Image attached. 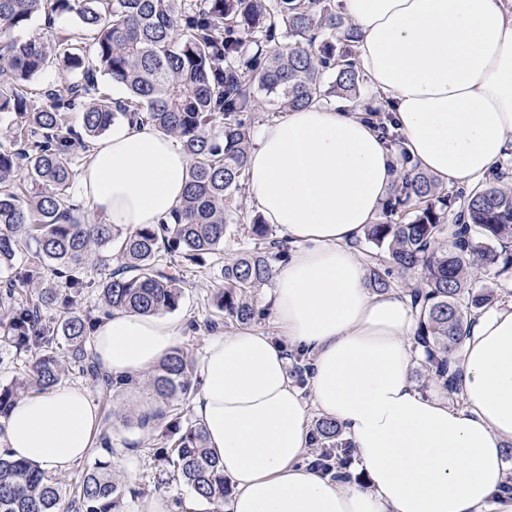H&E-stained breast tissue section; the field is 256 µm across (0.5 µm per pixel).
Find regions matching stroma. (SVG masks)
Returning a JSON list of instances; mask_svg holds the SVG:
<instances>
[{
	"label": "stroma",
	"mask_w": 512,
	"mask_h": 512,
	"mask_svg": "<svg viewBox=\"0 0 512 512\" xmlns=\"http://www.w3.org/2000/svg\"><path fill=\"white\" fill-rule=\"evenodd\" d=\"M251 245L248 224H232L224 238L222 259L211 257L205 266L188 263L177 269L184 296L173 316L182 325L178 344L193 367H200L210 337L204 325L214 312L213 296L224 285L222 263ZM63 381L86 389L99 415V431L110 440L113 474L137 490L136 496L126 497L124 512H141L144 504L155 498L169 503L171 512H228L227 506L202 502L184 484L168 481L154 455L160 445L156 433L139 424L142 407L153 396L150 374H143L135 387H116L107 394L74 367Z\"/></svg>",
	"instance_id": "obj_1"
}]
</instances>
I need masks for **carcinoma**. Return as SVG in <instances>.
I'll use <instances>...</instances> for the list:
<instances>
[{
    "instance_id": "obj_1",
    "label": "carcinoma",
    "mask_w": 512,
    "mask_h": 512,
    "mask_svg": "<svg viewBox=\"0 0 512 512\" xmlns=\"http://www.w3.org/2000/svg\"><path fill=\"white\" fill-rule=\"evenodd\" d=\"M335 0H0V115L13 114L10 146L0 144V266L29 254L17 278L0 291V342L32 357L29 371L0 387V419L14 404L45 392L73 366L110 391L87 342L95 318L68 308L96 287L112 310L162 314L178 309L184 293L170 272L179 257L200 263L220 250L231 224H250L254 247L224 264V288L213 298L218 313L239 324L256 320L252 289L272 275L287 246L250 210L242 192L252 101L263 94L288 111L349 97L365 76L356 66V27L332 6ZM42 16L48 25L73 17L82 34L22 39L13 33ZM73 76L67 96L45 91L34 106L29 82L48 64ZM123 87L122 98L97 97L99 81ZM81 105L83 134L68 121ZM126 119L145 120L174 137L190 161L184 203L169 220L124 233L79 215L71 188L75 147L104 136ZM220 131H214L215 122ZM396 222L368 225L365 251L369 285L390 288L394 273L414 270L419 282L405 289L418 311L415 345L430 380L457 392L455 354L494 288L475 287L480 274L512 266V185L474 189L456 198L431 177L411 170L387 205ZM115 248L124 263L101 279L85 276L93 249ZM49 272L57 283L35 299L23 287ZM152 386L164 407L141 417L161 429L167 447L157 457L173 477L209 504L224 501V468L207 448L204 428L183 423L192 387L184 351L175 347L155 368ZM341 427L317 420L320 448H344ZM134 490L99 458L65 497L60 482L41 467L0 455V512H122Z\"/></svg>"
}]
</instances>
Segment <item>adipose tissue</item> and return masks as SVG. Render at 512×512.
Returning <instances> with one entry per match:
<instances>
[{
    "instance_id": "1",
    "label": "adipose tissue",
    "mask_w": 512,
    "mask_h": 512,
    "mask_svg": "<svg viewBox=\"0 0 512 512\" xmlns=\"http://www.w3.org/2000/svg\"><path fill=\"white\" fill-rule=\"evenodd\" d=\"M339 2L361 32L358 66L386 101L393 135L351 102L293 110L259 130L249 198L291 247L272 304L282 336H213L193 416L235 487L229 512H512V296L477 312L452 405L412 383L417 318L402 296L369 292L354 250L400 157L462 187L512 159V15L504 0ZM188 168L169 135L125 122L93 143L80 193L129 232L182 203ZM180 334L176 320L115 311L96 321L91 347L101 372L126 381ZM291 349L313 357L309 396L288 380ZM312 407L343 426L364 481L303 463ZM97 428L86 391L60 384L0 421V454L63 470L90 455Z\"/></svg>"
}]
</instances>
